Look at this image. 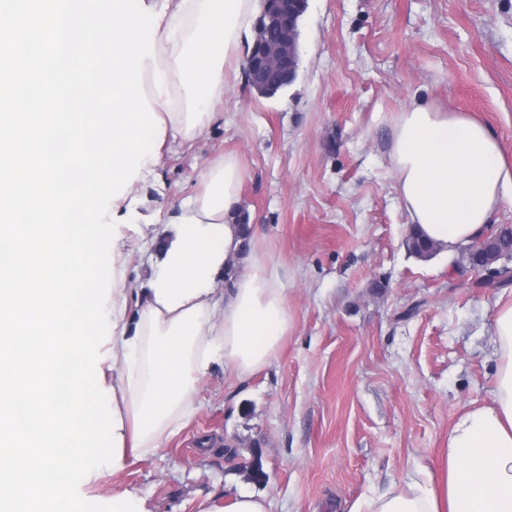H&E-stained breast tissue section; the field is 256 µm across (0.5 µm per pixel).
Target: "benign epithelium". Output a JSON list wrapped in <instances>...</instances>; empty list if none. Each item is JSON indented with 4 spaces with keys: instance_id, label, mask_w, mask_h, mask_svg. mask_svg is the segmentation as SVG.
Returning a JSON list of instances; mask_svg holds the SVG:
<instances>
[{
    "instance_id": "benign-epithelium-1",
    "label": "benign epithelium",
    "mask_w": 512,
    "mask_h": 512,
    "mask_svg": "<svg viewBox=\"0 0 512 512\" xmlns=\"http://www.w3.org/2000/svg\"><path fill=\"white\" fill-rule=\"evenodd\" d=\"M263 10L255 25V41L245 60L247 84L261 93L266 88L296 77L297 23L308 0H262ZM276 25L281 30L278 44L269 47L260 40L261 30Z\"/></svg>"
}]
</instances>
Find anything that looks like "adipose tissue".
I'll return each instance as SVG.
<instances>
[{
    "label": "adipose tissue",
    "instance_id": "adipose-tissue-1",
    "mask_svg": "<svg viewBox=\"0 0 512 512\" xmlns=\"http://www.w3.org/2000/svg\"><path fill=\"white\" fill-rule=\"evenodd\" d=\"M154 31L155 58L141 81L165 134L198 139L224 101V68L234 65L255 0H177ZM164 85L155 88V76ZM390 159L408 221L447 252L484 236L507 197L512 167L483 123L415 104L398 113ZM233 153L209 161L195 192L160 221L150 275L128 311L126 289L107 303L115 324L107 345L111 407L123 453L154 455L196 414V393L214 365L244 380L276 354L291 325L278 262L247 243ZM499 356L489 403L459 415L448 432V479L435 487L422 470L350 512H512V294L494 313Z\"/></svg>",
    "mask_w": 512,
    "mask_h": 512
}]
</instances>
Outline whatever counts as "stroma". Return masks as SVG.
Masks as SVG:
<instances>
[{
	"instance_id": "stroma-1",
	"label": "stroma",
	"mask_w": 512,
	"mask_h": 512,
	"mask_svg": "<svg viewBox=\"0 0 512 512\" xmlns=\"http://www.w3.org/2000/svg\"><path fill=\"white\" fill-rule=\"evenodd\" d=\"M300 30L287 90L264 98L228 71L219 119L164 145L127 198L167 214L208 160L237 154L249 233L284 267L292 326L252 377L214 366L181 433L88 473L85 500L198 512L243 492L270 512H349L417 466L445 482L449 428L490 399L502 291L460 255L409 252L389 148L398 112L423 103L482 121L512 163V0H308ZM154 231L117 225L127 285L147 279Z\"/></svg>"
}]
</instances>
